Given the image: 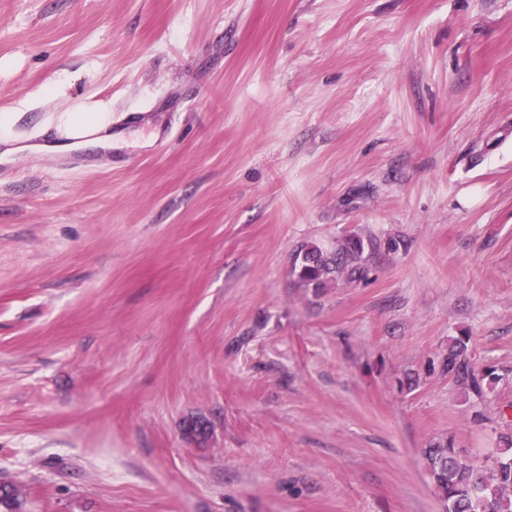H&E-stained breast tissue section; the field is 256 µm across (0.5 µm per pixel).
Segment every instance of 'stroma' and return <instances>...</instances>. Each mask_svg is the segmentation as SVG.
<instances>
[{
  "mask_svg": "<svg viewBox=\"0 0 512 512\" xmlns=\"http://www.w3.org/2000/svg\"><path fill=\"white\" fill-rule=\"evenodd\" d=\"M73 110L124 146L29 152ZM1 112L24 512H444L424 448L506 447L512 0H0ZM350 233L397 248L300 287ZM380 248L376 239L355 233L337 240L334 248L305 243L292 258L290 274L300 287L316 292L342 279L358 281L364 278L369 262ZM445 367L448 375H453L461 384L471 386L477 391L481 389L479 378L469 368L467 344L463 337L454 339L453 343L448 347Z\"/></svg>",
  "mask_w": 512,
  "mask_h": 512,
  "instance_id": "1",
  "label": "stroma"
}]
</instances>
